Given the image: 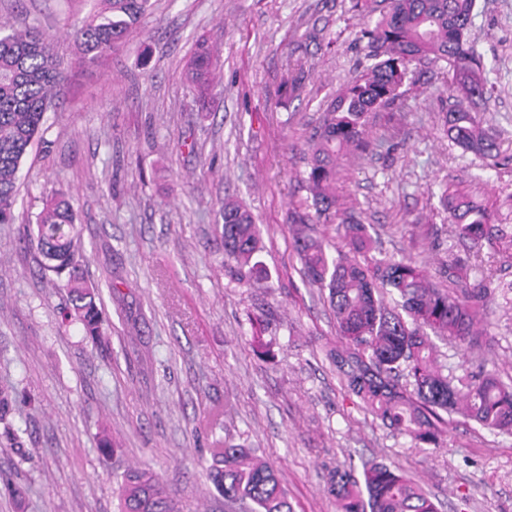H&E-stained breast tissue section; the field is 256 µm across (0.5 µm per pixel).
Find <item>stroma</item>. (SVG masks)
<instances>
[{"label":"stroma","mask_w":512,"mask_h":512,"mask_svg":"<svg viewBox=\"0 0 512 512\" xmlns=\"http://www.w3.org/2000/svg\"><path fill=\"white\" fill-rule=\"evenodd\" d=\"M95 4L0 0V18L55 37L68 73L23 160L15 221L0 224V385L15 389L0 472L26 487L15 498L0 485V512H117V477L134 465L158 473L182 512H241L209 478L227 445L272 464L296 512H337L328 470L368 460L399 468L439 512H512V434L454 414L438 447L419 448L368 413L332 362L327 293L291 247L288 211L307 197L300 157L330 96L367 65L359 35L376 14L353 0H150L124 44L86 63L61 33ZM471 37L487 80L479 116L512 155V0H477ZM202 38L224 61L203 104L184 78ZM299 64L305 78L287 93ZM445 98L438 68L418 66L337 174L378 250L423 261L442 287L467 254L439 203L447 179L512 224V164L486 169L451 143ZM61 193L101 299V347L70 317L65 275L21 240ZM225 199L255 217L266 287L224 258ZM488 307L491 348L438 343L448 375L482 363L512 378V296L490 288Z\"/></svg>","instance_id":"1"}]
</instances>
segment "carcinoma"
I'll list each match as a JSON object with an SVG mask.
<instances>
[{
  "label": "carcinoma",
  "mask_w": 512,
  "mask_h": 512,
  "mask_svg": "<svg viewBox=\"0 0 512 512\" xmlns=\"http://www.w3.org/2000/svg\"><path fill=\"white\" fill-rule=\"evenodd\" d=\"M374 25L361 30L373 63L351 78L326 104L303 155V181L310 194L306 210L289 212L291 247L308 281L328 291L327 301L343 350L336 366L349 390L394 433L416 444L439 446L445 416L459 413L482 427L512 433V382L480 368L455 380L433 357L431 337L448 338L468 349L479 345L478 326L487 320L483 280L468 282L471 271L448 266L453 291L438 287L412 260L372 254L371 225L364 224L336 191L339 161L368 148L367 118L396 104L403 95L410 66L424 61L448 66L446 90L452 103L444 113V131L466 151L488 160L494 169L512 163L481 124L473 108L485 104L483 58L470 38L475 0H383ZM149 9V0H98V7L64 35L91 62L121 44ZM223 66L219 53L201 39L186 65L188 82L201 99ZM67 81L53 37L36 27L15 28L0 22V224L13 223L17 179L29 146L56 107ZM468 105H463V102ZM442 201L458 238L483 247L512 250V234L495 223L488 206L459 183L448 182ZM224 254L241 279L261 281V239L252 213L239 203H221ZM314 223L334 225L335 235H313ZM341 238L343 247L336 246ZM80 228L64 195L47 201L29 241L52 262L74 317L86 335L101 339V310L95 289L80 272L75 243ZM222 466L211 472L227 501H248L249 512H294L275 469L246 449L228 447ZM327 491L339 512H438L420 487L389 466L366 462L362 472L345 463L328 471ZM118 512H180L160 476L131 467L119 486Z\"/></svg>",
  "instance_id": "obj_1"
}]
</instances>
